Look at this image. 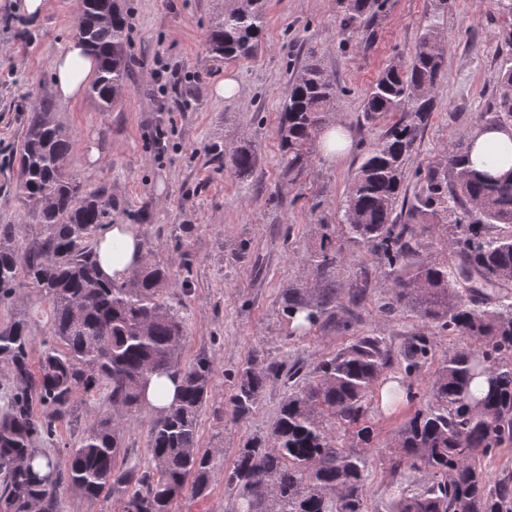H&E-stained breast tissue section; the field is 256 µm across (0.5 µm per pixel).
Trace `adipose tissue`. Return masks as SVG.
I'll return each mask as SVG.
<instances>
[{"label":"adipose tissue","instance_id":"ef3b65f1","mask_svg":"<svg viewBox=\"0 0 512 512\" xmlns=\"http://www.w3.org/2000/svg\"><path fill=\"white\" fill-rule=\"evenodd\" d=\"M55 95L65 101L83 96L96 78L97 60L89 48L78 40L68 41L51 64ZM472 168L483 170L490 151L500 153L498 170L512 168V127L481 125L469 135ZM145 258L141 234L136 225L113 224L100 235L93 247V259L103 280L121 282L140 266Z\"/></svg>","mask_w":512,"mask_h":512}]
</instances>
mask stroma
I'll return each instance as SVG.
<instances>
[{
    "label": "stroma",
    "instance_id": "stroma-1",
    "mask_svg": "<svg viewBox=\"0 0 512 512\" xmlns=\"http://www.w3.org/2000/svg\"><path fill=\"white\" fill-rule=\"evenodd\" d=\"M128 8L132 69L109 111L94 99L55 100L59 121L74 140L70 169L87 187H106L112 198L111 224L137 225L148 258L166 262L171 278L165 301L185 324L181 360L207 355L213 384L201 415L199 445L232 465L236 448L267 433L288 394L289 383L268 382L258 408L233 414L231 398L240 372L250 364L283 363L309 376L323 358L361 336L384 338L399 352L409 337L430 342L425 364L409 374L403 365L386 380H400L406 395L391 405L372 396L365 424L369 439L329 429L337 447L366 455V512H388L393 496L391 464L399 455L403 423L426 406L434 372L448 353L465 346L407 308L389 310L394 290L377 253L350 242L342 229L346 189L363 153L381 139L391 119L365 120L362 96L378 72L413 54L430 17L433 0H388L386 12L365 42H342L337 0H268L267 26L256 52L226 61L205 50L208 25L224 0H122ZM19 0H0V224L25 223V208L14 191L16 170L9 154L19 148L27 115L21 106L35 86L51 87L54 56L72 38L79 0H53L51 9L29 28ZM502 19L489 0H449L440 20L446 36L443 77L436 106L417 132L404 168L402 194L413 200L427 171H445L448 152L461 136L493 111L499 72L512 63V45L500 35ZM316 61L341 90L331 122L351 136L339 160L315 152L296 179L282 177L278 165V125L288 93L289 73ZM232 75L239 96H215L216 85ZM243 138L258 150L253 173L238 178L214 161L216 152ZM99 157L89 162V146ZM330 233L338 262L322 274L309 262L323 233ZM332 280V316L304 336L292 334L281 292L290 285L314 287ZM366 286L356 294L355 283ZM17 297L34 338L33 356L49 339L50 306L27 282ZM149 411H141L125 432L121 467H146ZM175 512H237L224 493V473L216 471L206 497L184 495Z\"/></svg>",
    "mask_w": 512,
    "mask_h": 512
}]
</instances>
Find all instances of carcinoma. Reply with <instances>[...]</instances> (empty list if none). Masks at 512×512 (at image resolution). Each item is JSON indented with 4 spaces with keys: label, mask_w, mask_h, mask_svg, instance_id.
Instances as JSON below:
<instances>
[{
    "label": "carcinoma",
    "mask_w": 512,
    "mask_h": 512,
    "mask_svg": "<svg viewBox=\"0 0 512 512\" xmlns=\"http://www.w3.org/2000/svg\"><path fill=\"white\" fill-rule=\"evenodd\" d=\"M342 33L370 38L387 0H340ZM505 18L503 40L512 45V0H491ZM267 0H224V12L210 24L209 53L226 60L250 57L266 26ZM72 35L98 56L99 70L90 88L99 108H112L128 75L129 25L120 0H80ZM444 35L427 22L410 61H394L367 89L362 104L375 120L408 112L410 123L395 122L367 149L343 201L349 238L371 246L384 261L383 273L395 288L392 308L410 307L450 335L465 336L470 346L448 355L437 367L431 403L417 411L400 434L403 455L393 472L422 471L429 484L418 492L397 486L391 512H512V481L491 485L487 462L512 442V169L500 176L466 166L463 138L448 152L444 173L429 172L407 220L442 213L455 216L448 250L459 261L419 258L425 244L398 223L403 168L420 125L434 108L441 77ZM337 99L336 83L315 63L288 80L278 126L279 165L297 178L310 161L312 144ZM488 126L512 125V65L501 69L495 111L482 117ZM73 143L57 120L47 95L31 104L17 156L16 189L31 207L34 232L20 224H0V302L13 301L26 278L51 306L49 334L38 372H33V338L26 315L13 313L0 326V365L11 388L0 397V512H59L64 484L88 499L120 493L124 512H173L188 491L208 495L223 460L199 447V425L212 383L208 357L180 363L183 323L163 300L170 266L146 262L116 283L99 277L92 241L109 215L111 200L103 188L89 189L69 170ZM236 176H249L257 163L252 143L220 155ZM469 206H464L460 198ZM322 271L337 261L326 248L311 256ZM288 320L301 314L294 331L316 325L333 308L332 281L318 298L306 289L284 288ZM429 340L413 336L394 356L377 336H364L322 359L312 377L280 405L263 436L247 439L224 471V490L239 512H365L363 487L369 461L334 446L327 421L334 418L356 435L367 401L379 378L394 362L411 372L424 364ZM283 364L250 365L242 370L232 397L233 413L244 417L258 408ZM180 380L177 403L152 412L147 433L151 465L116 468L124 448L128 417L145 408L151 375ZM486 378L483 396L471 386ZM110 386V410L83 431L67 449L66 471L43 442H52L77 409L75 394ZM45 461L48 472L34 468Z\"/></svg>",
    "instance_id": "obj_1"
}]
</instances>
